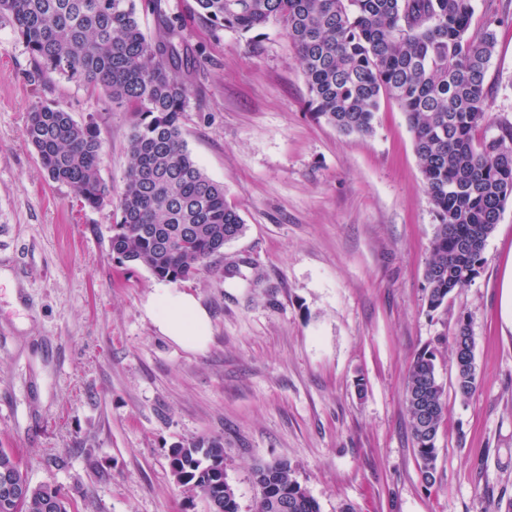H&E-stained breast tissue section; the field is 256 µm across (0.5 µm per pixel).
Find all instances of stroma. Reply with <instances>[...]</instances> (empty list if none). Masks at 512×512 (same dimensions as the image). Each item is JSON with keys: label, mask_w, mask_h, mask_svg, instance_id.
<instances>
[{"label": "stroma", "mask_w": 512, "mask_h": 512, "mask_svg": "<svg viewBox=\"0 0 512 512\" xmlns=\"http://www.w3.org/2000/svg\"><path fill=\"white\" fill-rule=\"evenodd\" d=\"M192 57L183 136L223 183L245 234L211 269L173 283L212 320L189 352L146 313L161 287L110 249L114 199L81 206L51 181L25 139L32 106L61 104L94 122L100 168L121 188L137 122L101 90L38 78L11 16L0 14V448L32 485L60 489L76 512H206L173 477L169 454L224 441L240 512H255L256 463L285 459L320 512H483L512 501V200L483 267L448 306L427 308L425 267L437 219L398 104L371 135L318 120L282 22L215 29L194 0H161ZM486 73L490 105L476 139L512 121V0H496ZM465 316L478 388L455 392L449 338ZM438 347L447 414L436 480L425 484L406 404L408 370Z\"/></svg>", "instance_id": "obj_1"}]
</instances>
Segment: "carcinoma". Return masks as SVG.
Masks as SVG:
<instances>
[{"instance_id": "cac0c4a2", "label": "carcinoma", "mask_w": 512, "mask_h": 512, "mask_svg": "<svg viewBox=\"0 0 512 512\" xmlns=\"http://www.w3.org/2000/svg\"><path fill=\"white\" fill-rule=\"evenodd\" d=\"M197 14L216 28L250 32L280 20L296 48L314 115L345 134L374 131L381 100L406 114L436 224L426 264L428 308L436 311L480 274L483 250L512 200V123L476 141L485 117L496 28L505 18L486 12L471 29L473 0H196ZM14 20L36 73L103 90L130 105L138 121L122 188L111 193L99 166L98 127L75 121L57 103L29 112L27 141L50 180L67 185L82 206L116 196L110 240L120 262L143 265L159 280H188L211 267L245 224L227 205L224 185L199 167L183 138L180 118L189 86L176 76L188 60L179 21L164 19L147 38L136 0H0ZM463 399L477 390L474 356L450 343ZM436 349L412 362L406 401L423 480L435 481L439 424L446 415L437 379ZM178 483L201 497L208 512H240L224 473V440L201 438L171 448ZM27 486L17 499L0 488V512H69L55 491L34 487L21 457L0 448V476ZM256 512H320L286 460L256 465Z\"/></svg>"}]
</instances>
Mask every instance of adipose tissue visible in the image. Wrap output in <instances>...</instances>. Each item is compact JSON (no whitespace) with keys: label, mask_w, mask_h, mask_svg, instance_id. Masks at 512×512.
<instances>
[{"label":"adipose tissue","mask_w":512,"mask_h":512,"mask_svg":"<svg viewBox=\"0 0 512 512\" xmlns=\"http://www.w3.org/2000/svg\"><path fill=\"white\" fill-rule=\"evenodd\" d=\"M147 314L159 331L185 350L199 352L211 339V317L194 297L168 288H157Z\"/></svg>","instance_id":"1"}]
</instances>
